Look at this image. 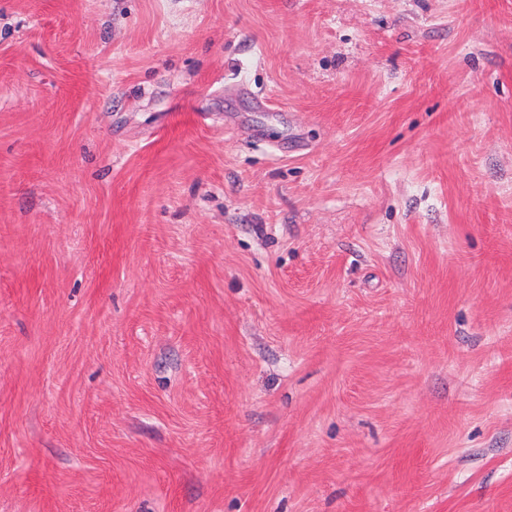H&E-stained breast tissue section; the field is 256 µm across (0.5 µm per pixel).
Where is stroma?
Returning <instances> with one entry per match:
<instances>
[{"label":"stroma","instance_id":"stroma-1","mask_svg":"<svg viewBox=\"0 0 512 512\" xmlns=\"http://www.w3.org/2000/svg\"><path fill=\"white\" fill-rule=\"evenodd\" d=\"M0 512H512V0H0Z\"/></svg>","mask_w":512,"mask_h":512}]
</instances>
